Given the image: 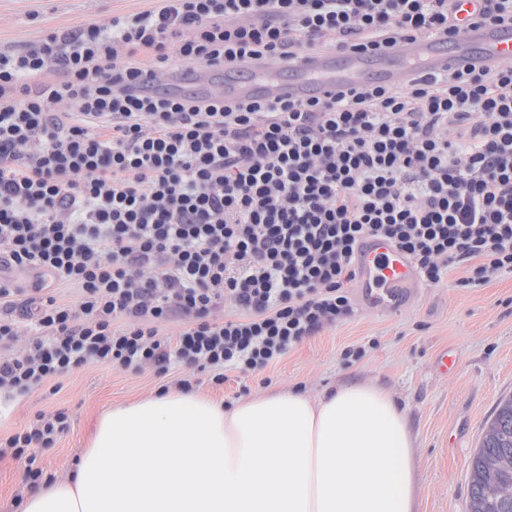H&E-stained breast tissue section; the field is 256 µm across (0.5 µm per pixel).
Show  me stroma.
Returning <instances> with one entry per match:
<instances>
[{
    "mask_svg": "<svg viewBox=\"0 0 512 512\" xmlns=\"http://www.w3.org/2000/svg\"><path fill=\"white\" fill-rule=\"evenodd\" d=\"M155 6V0H0V51L25 49L48 29L104 26L112 17ZM464 275V267L452 268L447 281L423 285L414 302L395 310L354 309L276 365L253 375L225 372L217 387L182 365L163 378L150 370L91 365L23 398L2 393L0 439L37 414L66 412L67 433L54 447L31 451L43 479H54L74 469L104 412L155 395L163 384L192 380L193 393L229 407L276 390L315 395L345 382H371L386 388L407 414L416 440L421 512H465L471 459L499 401L512 396V273L476 288L458 286ZM352 348L362 349V356H349ZM444 350L456 360L446 375L436 366ZM24 475L22 463L0 458V512H20L16 496L31 489Z\"/></svg>",
    "mask_w": 512,
    "mask_h": 512,
    "instance_id": "35a3bbf8",
    "label": "stroma"
}]
</instances>
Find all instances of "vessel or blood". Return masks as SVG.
I'll return each mask as SVG.
<instances>
[{
  "mask_svg": "<svg viewBox=\"0 0 512 512\" xmlns=\"http://www.w3.org/2000/svg\"><path fill=\"white\" fill-rule=\"evenodd\" d=\"M463 25L450 37L418 35L399 39L379 52L318 51L296 61H253L225 67L223 85H214L211 71L197 69V81L186 87L179 74L163 79L171 93L192 89L197 97L221 96L270 101L326 99L337 90L376 82L396 86L419 76H444L461 68L499 66L512 60V27L471 23L481 0H457ZM355 297L370 312L410 303L420 277L412 259L390 241L364 237L356 251Z\"/></svg>",
  "mask_w": 512,
  "mask_h": 512,
  "instance_id": "obj_1",
  "label": "vessel or blood"
}]
</instances>
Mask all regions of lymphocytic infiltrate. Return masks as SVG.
<instances>
[{
    "label": "lymphocytic infiltrate",
    "mask_w": 512,
    "mask_h": 512,
    "mask_svg": "<svg viewBox=\"0 0 512 512\" xmlns=\"http://www.w3.org/2000/svg\"><path fill=\"white\" fill-rule=\"evenodd\" d=\"M454 31L449 0H162L1 51L0 263L78 300L0 279V392L91 364L178 362L216 386L263 370L351 316L367 235L430 284L456 265L465 288L512 272V65L305 102L173 97L159 81ZM30 318L44 336H24ZM68 429L41 413L5 445L19 458Z\"/></svg>",
    "instance_id": "1"
}]
</instances>
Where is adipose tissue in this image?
Wrapping results in <instances>:
<instances>
[{
	"label": "adipose tissue",
	"mask_w": 512,
	"mask_h": 512,
	"mask_svg": "<svg viewBox=\"0 0 512 512\" xmlns=\"http://www.w3.org/2000/svg\"><path fill=\"white\" fill-rule=\"evenodd\" d=\"M406 414L373 383L232 408L172 392L99 419L73 474L22 512H420Z\"/></svg>",
	"instance_id": "adipose-tissue-1"
}]
</instances>
